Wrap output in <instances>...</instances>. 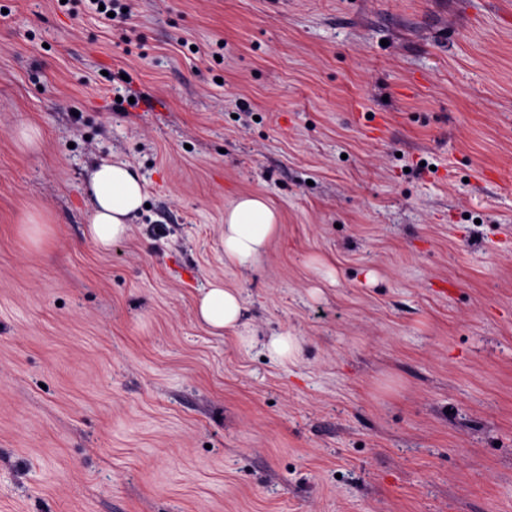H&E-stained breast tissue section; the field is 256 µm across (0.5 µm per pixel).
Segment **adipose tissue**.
Wrapping results in <instances>:
<instances>
[{"mask_svg": "<svg viewBox=\"0 0 512 512\" xmlns=\"http://www.w3.org/2000/svg\"><path fill=\"white\" fill-rule=\"evenodd\" d=\"M92 240L106 248L122 238L130 218L140 211L146 198L144 181L125 162L100 161L90 178ZM280 230V215L262 195L234 198L224 210V264L242 272L253 271ZM242 294L224 282L210 283L196 302V316L212 333H233L243 346L254 336L243 321Z\"/></svg>", "mask_w": 512, "mask_h": 512, "instance_id": "1", "label": "adipose tissue"}]
</instances>
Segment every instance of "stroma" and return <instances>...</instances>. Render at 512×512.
Listing matches in <instances>:
<instances>
[{
	"mask_svg": "<svg viewBox=\"0 0 512 512\" xmlns=\"http://www.w3.org/2000/svg\"><path fill=\"white\" fill-rule=\"evenodd\" d=\"M0 512H512V0H0ZM90 190L89 233L98 246L108 248L126 234L129 219L141 210L145 182L130 164L101 160L91 173ZM280 214L260 194L234 198L224 210V265L252 272L279 233ZM243 301L239 287L225 281L210 283L196 302V316L212 333L217 336L225 332L233 333L244 347L254 342V334L243 321ZM242 328V329H241ZM267 352L273 361L284 364L286 360H296L302 352V347L298 339L290 334L274 335L267 344Z\"/></svg>",
	"mask_w": 512,
	"mask_h": 512,
	"instance_id": "stroma-1",
	"label": "stroma"
}]
</instances>
